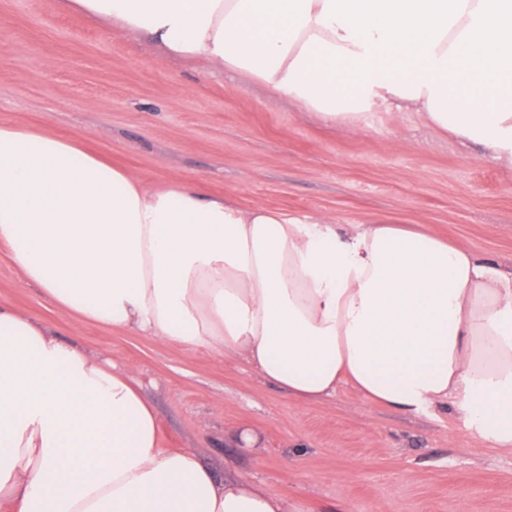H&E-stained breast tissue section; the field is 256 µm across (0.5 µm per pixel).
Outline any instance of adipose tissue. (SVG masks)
Masks as SVG:
<instances>
[{
    "instance_id": "1",
    "label": "adipose tissue",
    "mask_w": 512,
    "mask_h": 512,
    "mask_svg": "<svg viewBox=\"0 0 512 512\" xmlns=\"http://www.w3.org/2000/svg\"><path fill=\"white\" fill-rule=\"evenodd\" d=\"M162 54L247 75L326 124L413 112L512 167V0H63ZM0 244L83 322L239 362L289 398L352 384L452 403L512 451V265L425 225L151 189L79 142L0 121ZM0 512H305L162 445L130 372L0 306Z\"/></svg>"
}]
</instances>
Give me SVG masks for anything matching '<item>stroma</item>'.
<instances>
[{"mask_svg": "<svg viewBox=\"0 0 512 512\" xmlns=\"http://www.w3.org/2000/svg\"><path fill=\"white\" fill-rule=\"evenodd\" d=\"M0 121L73 138L148 185L199 181L216 195L340 224H426L512 261V168L414 115L378 109L331 126L247 77L161 54L60 0H0ZM0 305L82 351L131 368L168 446L193 449L307 512H512V452L484 447L452 406L405 413L342 387L296 402L239 364L78 322L0 246ZM252 430L254 447L234 433Z\"/></svg>", "mask_w": 512, "mask_h": 512, "instance_id": "stroma-1", "label": "stroma"}]
</instances>
